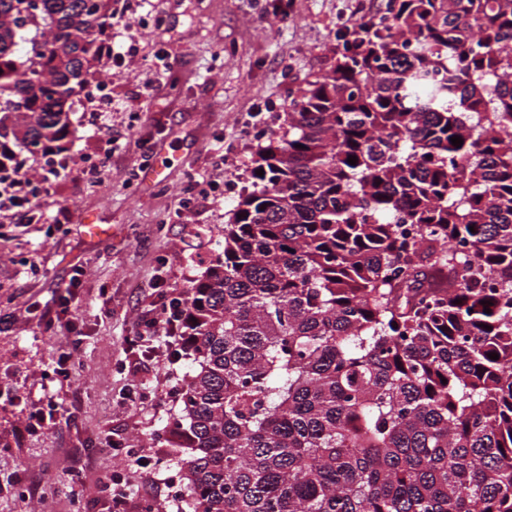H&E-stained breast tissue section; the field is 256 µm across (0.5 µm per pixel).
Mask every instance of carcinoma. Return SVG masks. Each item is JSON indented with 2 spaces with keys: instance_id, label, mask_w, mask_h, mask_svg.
Here are the masks:
<instances>
[{
  "instance_id": "obj_1",
  "label": "carcinoma",
  "mask_w": 512,
  "mask_h": 512,
  "mask_svg": "<svg viewBox=\"0 0 512 512\" xmlns=\"http://www.w3.org/2000/svg\"><path fill=\"white\" fill-rule=\"evenodd\" d=\"M27 2L0 0V138L35 154L112 0ZM222 233L209 260L186 230L208 267L166 435L190 512H512V0H389Z\"/></svg>"
}]
</instances>
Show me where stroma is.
I'll return each instance as SVG.
<instances>
[{"label":"stroma","instance_id":"1","mask_svg":"<svg viewBox=\"0 0 512 512\" xmlns=\"http://www.w3.org/2000/svg\"><path fill=\"white\" fill-rule=\"evenodd\" d=\"M384 8L383 0H112V26L98 41L116 54L136 47V62L94 70L86 82L107 80L112 135L130 146L113 155L104 184H93L90 163L104 135L86 109L91 94L74 92L66 103L69 175L29 221L0 216V512H75L63 483L69 455L75 448L88 453L84 491L98 494L101 479L123 467L99 450L108 437L154 448L159 471L140 493L160 499L166 512H184L180 455L167 447L162 429L179 410L174 390L190 359L172 366L168 392L142 405L124 398L131 376L151 384L159 370L127 343L149 285L187 288L205 274L189 260L186 225H210L218 232L213 255L224 249V195L190 186L189 178L222 172L242 190L258 144L245 127L279 128L298 89L330 68L337 34L352 32L354 17ZM160 50L168 54V77L148 93L143 86ZM148 167L159 172L150 184L143 179ZM82 215L109 236L90 239L77 222ZM70 289L87 322L79 344L54 333L43 317ZM64 353L71 356L67 384L57 376ZM50 393L75 402L71 418L28 428V406ZM23 469L31 476L24 493L10 485Z\"/></svg>","mask_w":512,"mask_h":512}]
</instances>
